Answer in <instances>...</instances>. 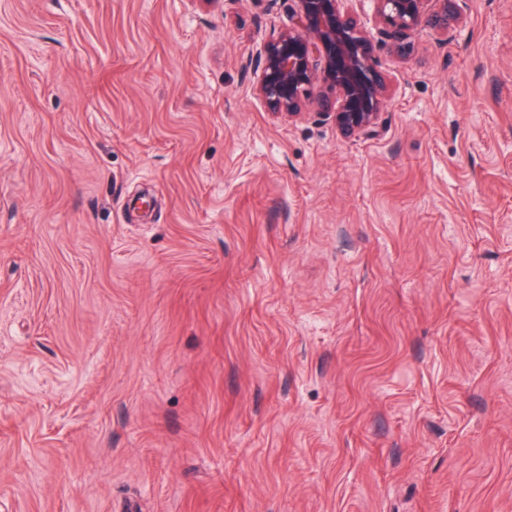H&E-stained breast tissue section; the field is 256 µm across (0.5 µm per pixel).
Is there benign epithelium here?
I'll list each match as a JSON object with an SVG mask.
<instances>
[{"mask_svg":"<svg viewBox=\"0 0 512 512\" xmlns=\"http://www.w3.org/2000/svg\"><path fill=\"white\" fill-rule=\"evenodd\" d=\"M288 25L257 52V93L275 117L297 118L307 104L348 137L372 138L388 93L379 41L344 0H293ZM388 40L405 49L413 31L444 35L462 21L461 0H372Z\"/></svg>","mask_w":512,"mask_h":512,"instance_id":"7a95c632","label":"benign epithelium"}]
</instances>
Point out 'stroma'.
I'll return each mask as SVG.
<instances>
[{
  "instance_id": "35a3bbf8",
  "label": "stroma",
  "mask_w": 512,
  "mask_h": 512,
  "mask_svg": "<svg viewBox=\"0 0 512 512\" xmlns=\"http://www.w3.org/2000/svg\"><path fill=\"white\" fill-rule=\"evenodd\" d=\"M289 0H0V512H512V0L272 118Z\"/></svg>"
}]
</instances>
